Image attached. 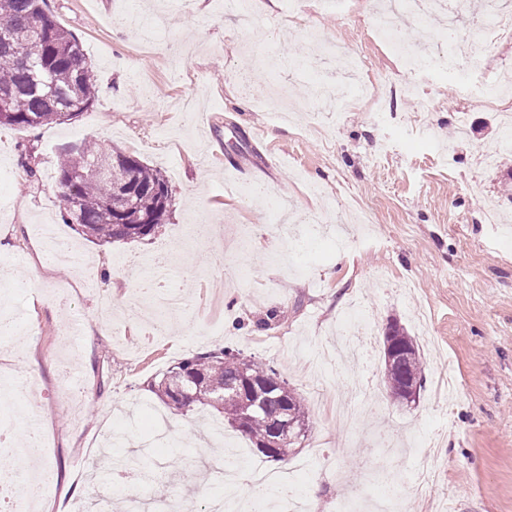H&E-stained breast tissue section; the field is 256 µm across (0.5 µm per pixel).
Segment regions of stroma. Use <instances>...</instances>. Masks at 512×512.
<instances>
[{"mask_svg":"<svg viewBox=\"0 0 512 512\" xmlns=\"http://www.w3.org/2000/svg\"><path fill=\"white\" fill-rule=\"evenodd\" d=\"M289 0H255L256 28H241L224 0H47L48 13L83 46L101 93L64 123L0 127V380L39 365L27 394L12 396L0 427L20 433L34 410L51 439L37 469L55 481L43 500L69 497L78 512H123V484L80 453L110 429L111 452L165 433L148 453L155 481L144 498L221 492L249 502L247 484L218 489L202 462L176 461L219 438L241 441L220 417L197 409L170 416L150 383L197 353L233 349L273 367L303 399L312 426L275 470L313 456L302 486L318 488L316 512H380L369 491H392L406 512H512V148L502 113L473 100L490 67L512 62V38L484 55V69L457 89L448 72H407L374 40L360 0L289 16ZM412 49L435 55L443 14H394ZM315 28L386 72L383 119L357 106L335 114L315 94L324 58ZM166 53H159L158 43ZM95 140L132 153L166 175L165 224L139 240L99 242L61 221L57 164L64 148ZM97 271L92 287L72 268L48 264L32 226L42 217ZM218 232L180 248V226L197 220ZM171 249L182 263L167 283L186 300L157 332L131 317L141 297L132 270L116 261ZM248 277H230L232 269ZM367 310L375 347L357 365L333 366L313 382L312 352L336 338L353 303ZM402 324L419 347L426 380L414 402L379 400L377 420L345 424L332 404L381 382L384 330ZM108 333L94 335L96 323ZM440 437L436 459L417 455ZM436 464L437 482L413 494L417 470Z\"/></svg>","mask_w":512,"mask_h":512,"instance_id":"35a3bbf8","label":"stroma"}]
</instances>
